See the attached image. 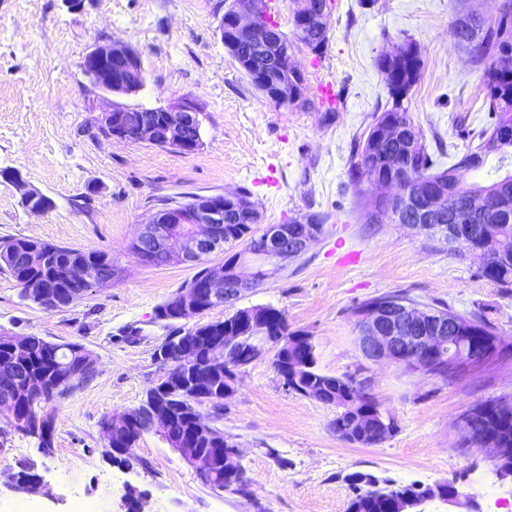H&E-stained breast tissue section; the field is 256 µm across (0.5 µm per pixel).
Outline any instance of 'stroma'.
<instances>
[{"label": "stroma", "mask_w": 512, "mask_h": 512, "mask_svg": "<svg viewBox=\"0 0 512 512\" xmlns=\"http://www.w3.org/2000/svg\"><path fill=\"white\" fill-rule=\"evenodd\" d=\"M503 0H331L322 54L293 48L303 70L306 109L275 108L227 52L217 30L222 0H0V237L27 238L109 253L120 277L48 311L22 300L0 273V332L82 344L94 376L46 410L54 418L51 453L35 440L0 434V476L32 466L44 490L0 491V512H71L77 498L97 512H126L128 492L142 512H347V477L369 473L407 485L454 483L458 503L424 512H494L512 484L495 475L488 451L463 447L459 420L475 403L512 396V285L482 277V260L400 224L363 223L348 183L354 146L389 101L377 58L403 40L423 61L406 103L439 166L464 155L489 123L482 73L458 49L452 28L464 9L495 17ZM137 51L146 78L134 95H111L82 70L96 46ZM333 81L336 103L321 105L318 85ZM182 98L203 110L201 145L182 154L147 143L103 138L97 129L113 104L152 108ZM54 203L43 214L21 205L8 180ZM238 193L260 226L324 215L322 232L299 258L246 292L239 307L271 305L288 328L311 336L319 369L367 380L394 432L376 445L344 442L331 429L336 406L286 390L271 353L242 369L217 426L235 441L251 480L242 496L206 484L160 436L143 434L117 468L101 430L104 417L138 407L168 366L157 351L169 330L158 307L192 278L191 263H144L130 251L160 200ZM476 317L497 337L480 367L443 378L364 359L357 307L390 293Z\"/></svg>", "instance_id": "35a3bbf8"}]
</instances>
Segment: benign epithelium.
Instances as JSON below:
<instances>
[{"label": "benign epithelium", "instance_id": "benign-epithelium-1", "mask_svg": "<svg viewBox=\"0 0 512 512\" xmlns=\"http://www.w3.org/2000/svg\"><path fill=\"white\" fill-rule=\"evenodd\" d=\"M218 31L224 41L238 47L257 50L269 68L256 72L265 96L273 103L286 107L305 95L304 84L299 81L303 71L295 64L292 52L274 42L269 26L261 18L260 0H234L226 18L219 20ZM82 69L92 83L110 94L132 95L143 88V66L140 55L133 49L118 44L99 45L83 59ZM143 107L118 104L102 112L101 123L107 138L126 141L134 134L140 142L152 145L174 146L191 152L201 145L202 109L193 100L180 99L174 104L161 106V119L143 115ZM139 112L138 120L129 119V113ZM403 177L392 176L377 183L386 190L385 197L394 200L404 195ZM231 212L237 217L251 213V204L236 195H221L211 201H200L187 208L169 210L163 217L143 223L135 238L141 248L143 260L168 262H195L224 248V219ZM414 223L408 228L423 233L435 227L440 235L455 241H467L481 234L472 224L460 222L456 212L435 209L422 201L414 206ZM322 226L308 224L301 235L290 236L288 225L269 224L259 237V245L239 254L231 264L213 267L211 276L202 288L188 289L170 301L181 313V319H191L202 312V303H219L234 307L241 296L258 286L284 264L306 252L320 235ZM272 310L270 306L240 308L234 312L238 318L239 333L232 340L242 345L243 354L233 360L224 352V342L216 341L205 355L193 344L179 345L177 358L169 356L170 349L158 351V358L171 364H184L185 371L177 375L167 373L171 381L189 388L202 404L224 401L234 392L233 381L241 368L256 361L266 347L279 351V344L266 336H251L246 325L253 324ZM356 343L362 356L370 361L387 360L402 363L409 369L420 370L437 352L448 350V360L461 363L474 356V347L467 337L459 335L457 322L419 304L392 301L374 306L359 316ZM360 427L380 441L391 432L394 422L381 412L365 417ZM178 452L193 464L199 476L208 474L213 457L195 448H180ZM224 471L231 472L241 465L239 448L232 439L224 438ZM431 494H401L397 497L396 512H413L426 502L454 503L460 493L450 482L429 486Z\"/></svg>", "mask_w": 512, "mask_h": 512}]
</instances>
